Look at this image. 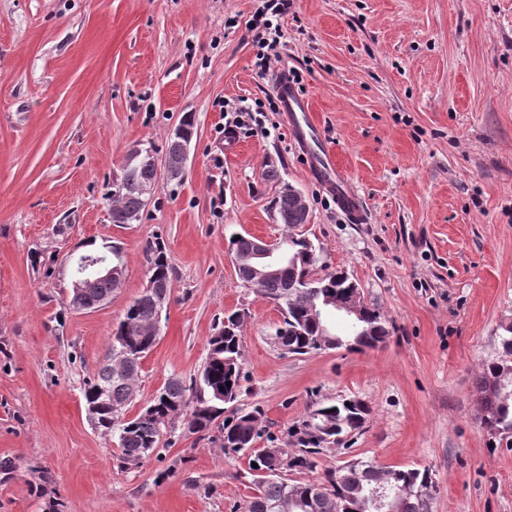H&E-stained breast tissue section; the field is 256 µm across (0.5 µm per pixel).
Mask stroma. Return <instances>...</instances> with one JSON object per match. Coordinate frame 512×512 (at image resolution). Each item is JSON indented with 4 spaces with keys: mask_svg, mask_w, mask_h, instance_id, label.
I'll return each instance as SVG.
<instances>
[{
    "mask_svg": "<svg viewBox=\"0 0 512 512\" xmlns=\"http://www.w3.org/2000/svg\"><path fill=\"white\" fill-rule=\"evenodd\" d=\"M261 0H0V512H244L252 478L216 430L182 420L124 464L96 429L84 382L165 246L171 298L143 358L137 406L196 376L225 314L243 315L238 405L261 406L284 446L325 399L370 409L340 458L429 468L435 512H512V447L481 423L476 377L512 323V0H294L281 65L300 75L323 144L367 213L349 222L303 165L283 113L225 127L274 95L248 22ZM181 180L159 179L137 222L109 219L134 149L163 160L185 116ZM299 191L316 275L346 271L390 321L385 344L295 356L282 315L228 255L240 233L280 238L274 201ZM120 245L121 288L70 304L73 256Z\"/></svg>",
    "mask_w": 512,
    "mask_h": 512,
    "instance_id": "1",
    "label": "stroma"
}]
</instances>
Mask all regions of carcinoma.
Wrapping results in <instances>:
<instances>
[{"label":"carcinoma","mask_w":512,"mask_h":512,"mask_svg":"<svg viewBox=\"0 0 512 512\" xmlns=\"http://www.w3.org/2000/svg\"><path fill=\"white\" fill-rule=\"evenodd\" d=\"M155 180L154 165L145 162L137 166L123 167L118 184L112 187L111 196L116 202L112 207V223L121 224L124 217L139 216L146 206L144 188ZM276 214L287 215L284 225L290 229L306 223L307 213L295 209L292 198L285 194L274 202ZM290 263L282 275L258 289V294L278 305L282 321L275 328L272 338L288 335L289 353L306 355L339 348L356 350L374 349L390 336L389 320L381 312L368 306L365 310L366 326L371 328L367 336H355L348 330L336 333L330 324H319L308 316V307L326 299H349L351 279L328 273L312 284H304L301 278L307 269L317 263L316 248L310 240L289 234L282 238ZM150 272L170 281L171 269L164 247L154 244ZM114 285L102 281L84 292L83 305L94 307L102 299L112 295ZM160 307L158 298L142 294L127 307L123 319L113 331V339L129 338L139 342L140 348L133 353L131 362L117 369L113 360L101 367L97 375L84 383L85 405L96 403V392L102 387L112 395V408L117 418L112 420L104 408L98 410L100 427L118 436V445L124 461L137 466L158 447L165 422L177 415L187 420L192 433L205 432L224 416L225 406L238 401L241 394L243 356L239 328L241 320L224 317L221 328L208 340V355L200 374L185 384L180 379L169 380L154 397L150 406L153 411H143L123 420L121 416L130 405L140 372L139 360L155 345L154 338L143 335L146 327L157 322ZM502 352L484 364L477 378L481 393L482 422L499 429L497 435L505 439L512 436V324L503 327ZM231 386H226V382ZM370 409L359 400L338 399L326 401L307 412L292 426L289 448H257L255 443L263 432V412L255 406L232 408L229 421L219 426V440L224 455L243 456L257 467H248L253 476L255 493L248 504V512H374L369 501L362 498L363 488L378 482L392 487L398 495L396 512H433L434 501L439 494L432 470L429 468H396L382 466L374 461H347L325 473L321 482L299 481L292 478L316 468L319 455L331 444H339L338 436L351 434L363 427ZM320 416L330 425V431L318 435L311 425L312 418ZM283 472H275L277 465ZM429 484L433 494L417 496L409 489Z\"/></svg>","instance_id":"cac0c4a2"}]
</instances>
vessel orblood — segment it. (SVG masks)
<instances>
[{
  "mask_svg": "<svg viewBox=\"0 0 512 512\" xmlns=\"http://www.w3.org/2000/svg\"><path fill=\"white\" fill-rule=\"evenodd\" d=\"M278 94L280 108L289 119L293 136L310 173L322 182L327 191L335 195L339 206L352 221H361L363 216L361 198L357 191L340 176L330 152L325 150L315 152L309 147L310 142L318 138L319 127L311 118L305 97L299 94L294 84L284 76L279 79Z\"/></svg>",
  "mask_w": 512,
  "mask_h": 512,
  "instance_id": "b4317fda",
  "label": "vessel or blood"
}]
</instances>
